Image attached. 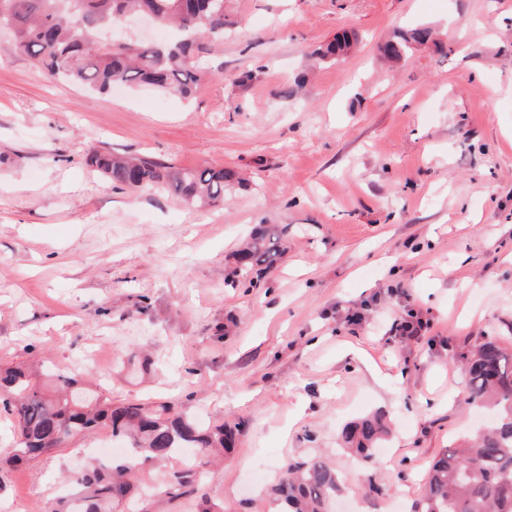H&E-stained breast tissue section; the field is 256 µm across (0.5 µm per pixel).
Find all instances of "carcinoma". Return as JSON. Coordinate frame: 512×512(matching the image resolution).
Listing matches in <instances>:
<instances>
[{"instance_id":"carcinoma-1","label":"carcinoma","mask_w":512,"mask_h":512,"mask_svg":"<svg viewBox=\"0 0 512 512\" xmlns=\"http://www.w3.org/2000/svg\"><path fill=\"white\" fill-rule=\"evenodd\" d=\"M129 13L151 14L170 31L168 41H126L104 44L101 33ZM229 25L224 0H0V30L11 35L14 51L34 59L51 79H61L105 94L116 85L146 84L188 96L202 80L195 50L200 41L224 37ZM431 37L427 27L396 32L382 48L400 59ZM344 35L317 53L325 62L344 52ZM113 184L143 193H165L187 204L224 206L233 177L222 168L183 170L149 155L120 157L96 152L90 157ZM288 226L260 224L236 254L227 275L232 288H253L266 277L288 248ZM452 360L462 362L469 376L465 402L494 410L495 422L461 445L451 446L433 462L422 499L412 512H512V347L498 338L483 342ZM49 388L32 380L17 364L0 367V405L13 421L18 446L0 460L15 466L67 447L82 435L101 428L115 439L131 441L127 457L67 472L65 484L80 501V512H151L148 498L173 499L196 491L203 467L234 447L238 428L224 423L205 425L172 405L156 409L112 398L81 387L67 374H46ZM389 433L386 416L376 411L347 424L342 450L361 466L360 485L372 500L395 492L390 483L376 484L372 463L378 444ZM180 459L176 470L159 486L141 485L144 468ZM347 488L343 473L325 451L286 463L271 493L283 512H335L336 499Z\"/></svg>"}]
</instances>
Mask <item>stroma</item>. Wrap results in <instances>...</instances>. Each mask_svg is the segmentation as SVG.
<instances>
[{
  "label": "stroma",
  "mask_w": 512,
  "mask_h": 512,
  "mask_svg": "<svg viewBox=\"0 0 512 512\" xmlns=\"http://www.w3.org/2000/svg\"><path fill=\"white\" fill-rule=\"evenodd\" d=\"M189 98L88 97L0 34V364L76 373L116 401L241 423L201 496L166 512H262L284 461L386 412L375 471L419 498L433 460L492 423L451 362L512 336V0H224ZM432 27L446 52L380 47ZM357 47L325 64L342 31ZM259 76L240 84L247 71ZM96 152L231 170L221 208L121 187ZM288 227L260 287L224 277L256 225ZM430 330L413 340L396 317ZM0 471V512H50L78 451Z\"/></svg>",
  "instance_id": "obj_1"
}]
</instances>
